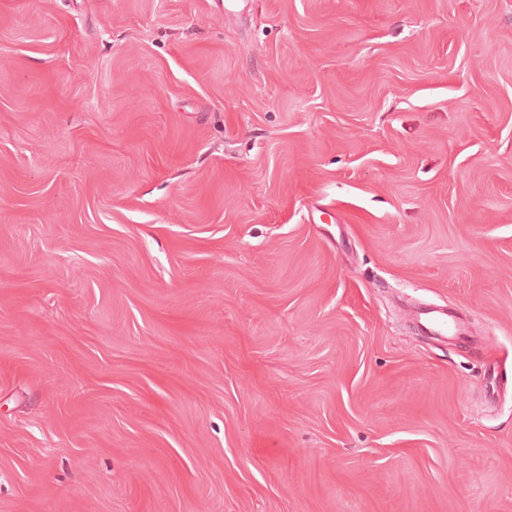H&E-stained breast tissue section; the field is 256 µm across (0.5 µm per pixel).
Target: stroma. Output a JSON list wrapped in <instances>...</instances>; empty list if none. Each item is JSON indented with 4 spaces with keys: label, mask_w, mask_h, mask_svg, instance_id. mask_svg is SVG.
<instances>
[{
    "label": "stroma",
    "mask_w": 512,
    "mask_h": 512,
    "mask_svg": "<svg viewBox=\"0 0 512 512\" xmlns=\"http://www.w3.org/2000/svg\"><path fill=\"white\" fill-rule=\"evenodd\" d=\"M0 512H512V0H0ZM416 315L425 335L446 338L452 336L460 341H465L467 338L463 326L445 309L428 308L416 312Z\"/></svg>",
    "instance_id": "stroma-1"
}]
</instances>
